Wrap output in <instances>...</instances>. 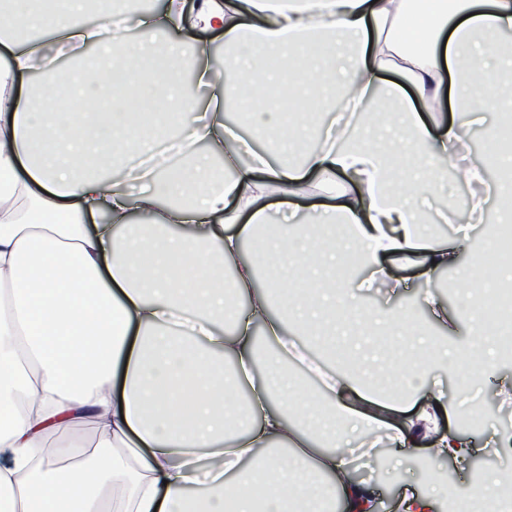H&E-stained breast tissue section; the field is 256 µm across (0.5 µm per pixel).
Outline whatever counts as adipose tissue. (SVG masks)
Returning a JSON list of instances; mask_svg holds the SVG:
<instances>
[{
  "mask_svg": "<svg viewBox=\"0 0 512 512\" xmlns=\"http://www.w3.org/2000/svg\"><path fill=\"white\" fill-rule=\"evenodd\" d=\"M188 26L231 49L218 80L196 41L202 99L178 43L156 42ZM505 31L512 0H201L190 17L181 0L142 14L125 0H0V512H372L371 487L349 479L355 431L368 449L391 442L397 466L420 434L436 437L432 460L468 464L474 439L440 433L431 374L451 363L464 390L505 357L483 302L512 271L469 287L492 250L458 266L466 231L436 240L424 203L452 173L473 202L449 222L479 220L471 90L512 75V53L485 41ZM78 57V80L61 78ZM257 72L332 113L312 147L279 109L251 115L278 144L272 161L225 124ZM37 74L59 96L22 88ZM379 94L394 109L366 123L358 109ZM446 100L457 117L431 132L419 109ZM322 192L333 204L307 205ZM340 256L392 296L403 284L383 258L422 266L420 304L443 327L468 320L471 342L370 346L357 322L391 337L412 313L359 307ZM274 257L279 274L256 289ZM452 264L466 283L453 313L432 289ZM261 336L277 351L264 366ZM299 336L331 338L336 365L296 402ZM84 419L91 452L70 433Z\"/></svg>",
  "mask_w": 512,
  "mask_h": 512,
  "instance_id": "obj_1",
  "label": "adipose tissue"
}]
</instances>
